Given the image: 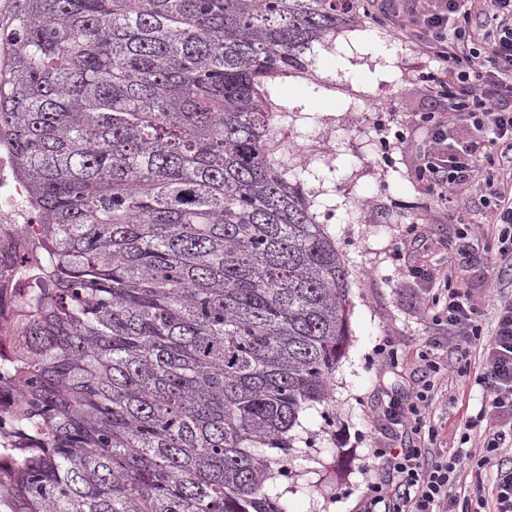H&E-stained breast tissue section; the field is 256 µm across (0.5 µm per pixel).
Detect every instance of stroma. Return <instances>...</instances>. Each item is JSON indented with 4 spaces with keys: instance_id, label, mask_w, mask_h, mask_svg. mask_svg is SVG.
Instances as JSON below:
<instances>
[{
    "instance_id": "1",
    "label": "stroma",
    "mask_w": 512,
    "mask_h": 512,
    "mask_svg": "<svg viewBox=\"0 0 512 512\" xmlns=\"http://www.w3.org/2000/svg\"><path fill=\"white\" fill-rule=\"evenodd\" d=\"M365 22L345 29L320 48L308 74L277 79L272 99L288 111L280 124L293 134L283 145L290 176L300 180L318 219L349 269V342L329 382V414L310 409L301 416L302 446L288 458L292 473L282 500L288 512H354L357 495L377 466L370 450L388 432L376 412L380 383L399 384L420 376L419 354L435 342V331L419 312L425 282L395 276L391 250L401 228L415 224L421 242L414 261L432 269L456 263L464 286L481 298V322L492 329L496 305L484 301L487 287L512 296V270L493 276L483 236L459 254L451 240L461 225L483 227L486 210L478 193L466 206L441 205L417 181L413 160L426 136L414 126L418 112H437L441 103L419 92L422 72L437 68L421 49L415 31L395 34L398 6L409 13L413 0H358ZM406 129V143L382 159L376 119ZM401 343L396 372L379 376L369 362L375 344L388 336ZM482 391L449 382L435 392L428 413L438 431L437 448L459 447L462 418L476 414Z\"/></svg>"
}]
</instances>
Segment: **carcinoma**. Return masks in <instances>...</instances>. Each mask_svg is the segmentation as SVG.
<instances>
[{
  "label": "carcinoma",
  "mask_w": 512,
  "mask_h": 512,
  "mask_svg": "<svg viewBox=\"0 0 512 512\" xmlns=\"http://www.w3.org/2000/svg\"><path fill=\"white\" fill-rule=\"evenodd\" d=\"M357 0H23L0 127L48 255L20 298L10 512H287L348 269L268 85Z\"/></svg>",
  "instance_id": "carcinoma-1"
}]
</instances>
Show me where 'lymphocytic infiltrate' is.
Masks as SVG:
<instances>
[{"mask_svg":"<svg viewBox=\"0 0 512 512\" xmlns=\"http://www.w3.org/2000/svg\"><path fill=\"white\" fill-rule=\"evenodd\" d=\"M488 15L490 24L477 27L473 12ZM426 35L425 46L441 63L424 73L426 90L447 102V114L420 113L427 148L414 172L434 200L456 198L457 188L483 165L498 168L487 181L489 218L496 231L495 266H512V0H437L416 19ZM456 268L444 273L441 288L427 292L423 312L441 329L455 358L459 379H473L483 390V404L466 418L462 446L449 456L428 449L401 448L411 437L436 439L428 429L429 384L383 387L382 413L390 435L373 449L379 471L368 484L358 512H483L484 500L457 495L462 479L481 478L492 461L512 457V300L501 301L493 330H484L477 299L460 286ZM483 350L485 370L470 376L473 350ZM503 417V426L485 431L481 447L469 448L470 433L487 415Z\"/></svg>","mask_w":512,"mask_h":512,"instance_id":"1","label":"lymphocytic infiltrate"}]
</instances>
